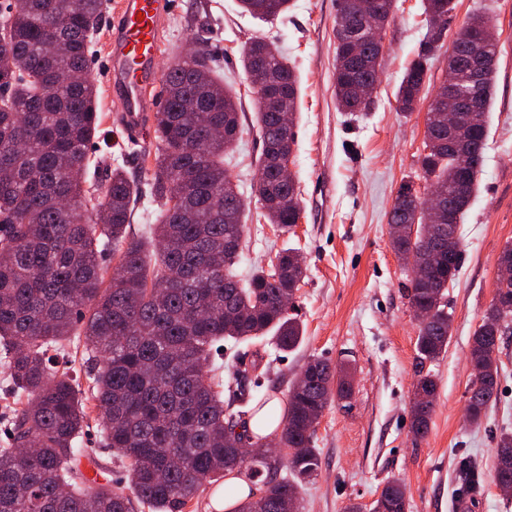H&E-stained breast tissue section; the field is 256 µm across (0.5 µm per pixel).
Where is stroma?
Returning <instances> with one entry per match:
<instances>
[{
    "instance_id": "stroma-1",
    "label": "stroma",
    "mask_w": 512,
    "mask_h": 512,
    "mask_svg": "<svg viewBox=\"0 0 512 512\" xmlns=\"http://www.w3.org/2000/svg\"><path fill=\"white\" fill-rule=\"evenodd\" d=\"M448 36H455L475 11L489 15L500 49L489 116L488 148L479 188L459 234L465 252L445 300L452 317L446 352L433 364L435 407L427 436L411 429L416 386L414 357L419 322L405 296L406 272L391 247L388 214L400 187L423 190L419 156L425 119L446 70L445 54L432 62L430 81L414 112H400L398 86L415 59L426 16L422 0H396L384 31L380 83L367 115L339 112L334 93L338 0H290L288 11L264 22L242 13L238 0H176L162 24L163 49L154 66L166 72L192 44L217 59L225 85L239 95L242 137L227 160L243 192H250L262 144L255 131L256 105L241 67L243 45L259 37L287 56L300 86L292 173L300 185L302 209L290 231L251 210L247 217L239 279L256 266L270 265L283 248H297L306 276L294 313L304 338L294 350L279 349L271 337L241 344L228 341L215 356L224 377L240 375L244 385L260 380V395L284 408L288 388L313 358L348 363L353 394L327 406L314 446L321 460L316 477L300 491L302 512H370L391 480L406 488L409 512H455L468 497V512H512L489 472L501 431H512V335L500 347L501 375L496 401L481 423L467 424L471 378L469 350L495 292L498 258L512 245V0H454ZM109 142L96 177L122 168L147 182L154 165L155 134L130 143L116 125L101 123ZM90 469L107 473L115 485L128 475L102 442L101 418L88 408L78 439ZM471 463L484 472L479 493L467 494L460 468Z\"/></svg>"
}]
</instances>
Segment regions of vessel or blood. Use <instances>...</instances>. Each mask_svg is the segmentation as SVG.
I'll return each mask as SVG.
<instances>
[{"label":"vessel or blood","mask_w":512,"mask_h":512,"mask_svg":"<svg viewBox=\"0 0 512 512\" xmlns=\"http://www.w3.org/2000/svg\"><path fill=\"white\" fill-rule=\"evenodd\" d=\"M173 0H113L112 24L104 57V84L122 101L112 120L125 135L139 139L150 113L160 111L157 88L162 78L154 68L163 42L161 25Z\"/></svg>","instance_id":"1"}]
</instances>
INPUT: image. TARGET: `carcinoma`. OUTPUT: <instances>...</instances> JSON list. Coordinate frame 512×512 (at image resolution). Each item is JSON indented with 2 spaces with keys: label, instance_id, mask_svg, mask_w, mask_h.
I'll list each match as a JSON object with an SVG mask.
<instances>
[{
  "label": "carcinoma",
  "instance_id": "cac0c4a2",
  "mask_svg": "<svg viewBox=\"0 0 512 512\" xmlns=\"http://www.w3.org/2000/svg\"><path fill=\"white\" fill-rule=\"evenodd\" d=\"M290 0H240L242 11L271 19ZM453 0H424L426 24L421 51L406 69L397 92L408 114L420 100L432 61L445 46ZM103 0H13L0 15V363L5 386L21 404L13 412L12 442L0 448V512H133V500L156 512H181L206 481L241 476L258 481L263 494L232 512H290L300 504L299 487L317 475L320 459L312 446L315 428L334 398L350 397L342 368L314 359L288 390L277 429L288 456L277 465L249 458L236 447L247 412L224 403V379L206 370L213 350L226 340L272 335L282 350L297 347L303 329L282 309L294 301L305 277L295 248L276 254L279 270L257 268L243 283L233 272L243 252L245 215L251 203L271 224L288 230L301 209L295 179L282 174L291 159L294 132L279 125L274 106L296 112L299 81L288 59L271 43L255 38L240 55L246 74L261 70L256 132L262 142L253 199H247L224 168V157L243 129L237 92L224 86L218 65L200 47L165 74V105L155 113L157 142L148 195L159 209L147 238L130 234L142 196L140 183L114 168L105 179L88 178V147L100 122L97 87L89 73V43ZM356 0H339L334 87L342 112H364L356 85L377 79L368 63L381 56L364 38L362 57L352 58L345 31L360 25ZM489 22L474 15L454 40L466 39ZM488 68L473 86L481 111L465 119L457 136L468 141L461 153L448 145L438 102L426 115L419 163L421 178L434 181L460 224L478 190L488 138L487 113L495 87L498 43L488 45ZM181 202L173 205V197ZM430 217L420 196L404 184L389 213L391 245L402 261L418 266L406 296L412 309L431 312L419 324L416 383L436 388L426 365L448 348L451 316L443 302L456 280L463 249L443 250L432 259L421 238ZM118 256L121 273L105 278L101 260ZM512 286L495 290L470 349L472 378L468 411L477 424L497 397L501 340L512 334ZM102 365L86 376L87 400L104 419L105 445L128 468L125 486L82 487L73 482L80 464L75 447L85 411L78 378L53 366L49 353L72 336ZM435 405L415 404L411 428L428 433ZM33 437L38 446L26 450ZM288 478H277L282 468ZM467 489H480L483 474L473 465L460 469ZM402 485L392 480L376 504L382 512H408Z\"/></svg>",
  "mask_w": 512,
  "mask_h": 512
}]
</instances>
